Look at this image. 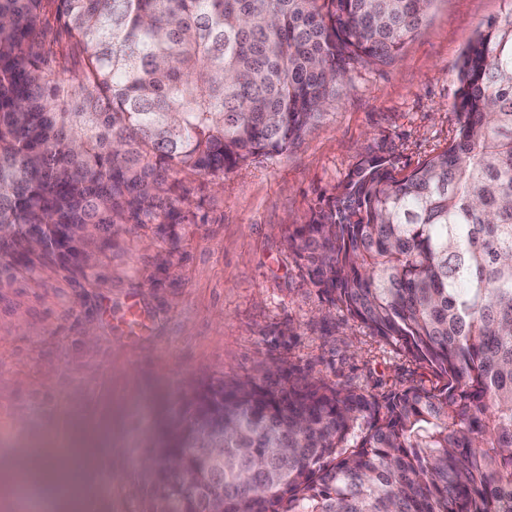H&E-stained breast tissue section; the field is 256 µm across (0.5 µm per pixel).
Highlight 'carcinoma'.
I'll list each match as a JSON object with an SVG mask.
<instances>
[{
	"label": "carcinoma",
	"mask_w": 512,
	"mask_h": 512,
	"mask_svg": "<svg viewBox=\"0 0 512 512\" xmlns=\"http://www.w3.org/2000/svg\"><path fill=\"white\" fill-rule=\"evenodd\" d=\"M432 0H0V271L80 270L178 223L180 174L282 153L349 66L387 64ZM82 66L43 36L48 15ZM448 145L368 155L288 234L311 284L435 379L382 397L295 369L211 385L146 512H512V5L469 41ZM224 446L202 460L196 433Z\"/></svg>",
	"instance_id": "cac0c4a2"
}]
</instances>
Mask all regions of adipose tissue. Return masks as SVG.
Returning a JSON list of instances; mask_svg holds the SVG:
<instances>
[{
    "label": "adipose tissue",
    "instance_id": "obj_1",
    "mask_svg": "<svg viewBox=\"0 0 512 512\" xmlns=\"http://www.w3.org/2000/svg\"><path fill=\"white\" fill-rule=\"evenodd\" d=\"M108 424H76L68 448L43 449L39 457L18 455L0 460V474L10 475L33 470L31 493L47 504L51 512H79L82 501V481L73 467L77 461H91L110 454Z\"/></svg>",
    "mask_w": 512,
    "mask_h": 512
}]
</instances>
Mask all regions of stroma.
I'll return each mask as SVG.
<instances>
[{
	"mask_svg": "<svg viewBox=\"0 0 512 512\" xmlns=\"http://www.w3.org/2000/svg\"><path fill=\"white\" fill-rule=\"evenodd\" d=\"M512 0H434L400 56L354 64L288 151L221 179L183 178L180 222L128 227L79 271L0 274V457L111 423L112 454L79 473L93 512H143L148 459L194 392L268 365L377 395L430 384L405 349L332 305L287 246L363 156L410 171L456 128L460 55Z\"/></svg>",
	"mask_w": 512,
	"mask_h": 512,
	"instance_id": "1",
	"label": "stroma"
}]
</instances>
